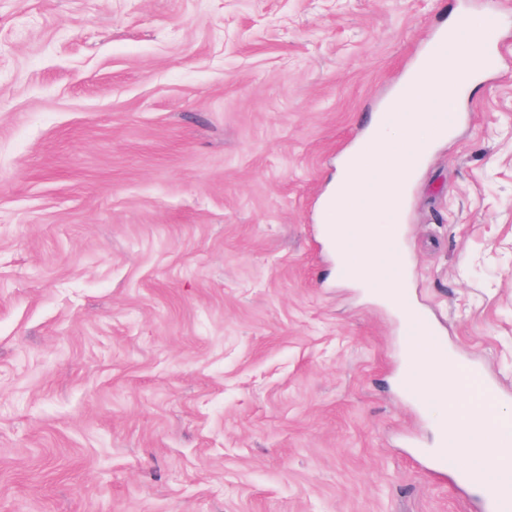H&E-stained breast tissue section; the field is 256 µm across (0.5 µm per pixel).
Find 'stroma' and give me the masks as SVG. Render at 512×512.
I'll list each match as a JSON object with an SVG mask.
<instances>
[{"label": "stroma", "mask_w": 512, "mask_h": 512, "mask_svg": "<svg viewBox=\"0 0 512 512\" xmlns=\"http://www.w3.org/2000/svg\"><path fill=\"white\" fill-rule=\"evenodd\" d=\"M465 11L504 63L407 183L405 289L512 414V0H0V512H475L321 234Z\"/></svg>", "instance_id": "obj_1"}]
</instances>
